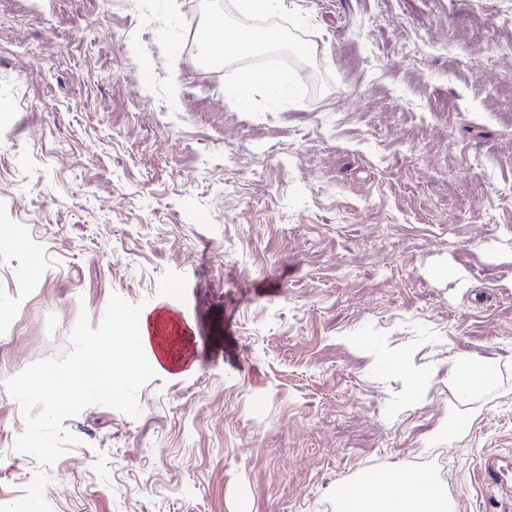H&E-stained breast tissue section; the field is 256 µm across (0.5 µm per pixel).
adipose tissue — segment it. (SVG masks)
<instances>
[{
  "label": "adipose tissue",
  "mask_w": 512,
  "mask_h": 512,
  "mask_svg": "<svg viewBox=\"0 0 512 512\" xmlns=\"http://www.w3.org/2000/svg\"><path fill=\"white\" fill-rule=\"evenodd\" d=\"M123 324L130 342L126 356L119 365L105 363L96 381H89L79 369L67 377L49 373L38 377L36 388L44 395L55 393L61 384H68L73 393L90 395L101 391L119 394L121 377L160 370L163 363L174 362L173 354L157 357L151 350L146 313H131ZM491 358L472 353L457 355L448 369L449 387L474 392L491 386ZM339 512H449L448 492L435 479L411 469H389L363 473L360 479L336 491Z\"/></svg>",
  "instance_id": "1"
}]
</instances>
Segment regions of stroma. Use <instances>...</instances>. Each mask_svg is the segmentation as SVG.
<instances>
[{"mask_svg": "<svg viewBox=\"0 0 512 512\" xmlns=\"http://www.w3.org/2000/svg\"><path fill=\"white\" fill-rule=\"evenodd\" d=\"M295 3L325 87L253 117L198 0H0V449L48 437L0 512H336L373 467L512 512V0ZM161 300L176 366L35 388ZM492 359L472 353L456 356L448 369V387L458 391L474 392L491 386Z\"/></svg>", "mask_w": 512, "mask_h": 512, "instance_id": "obj_1", "label": "stroma"}]
</instances>
